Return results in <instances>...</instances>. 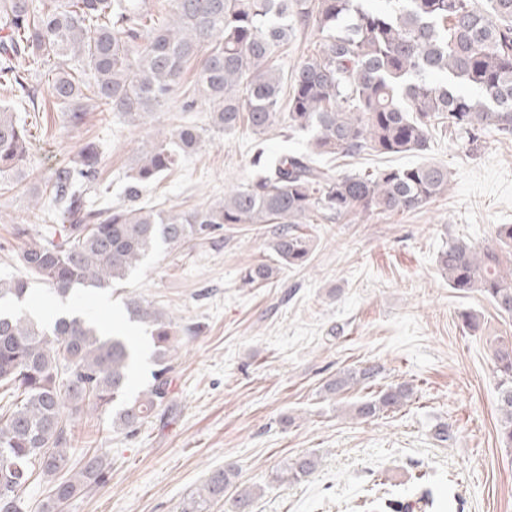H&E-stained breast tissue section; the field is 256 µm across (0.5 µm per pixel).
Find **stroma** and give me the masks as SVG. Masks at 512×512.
<instances>
[{
    "mask_svg": "<svg viewBox=\"0 0 512 512\" xmlns=\"http://www.w3.org/2000/svg\"><path fill=\"white\" fill-rule=\"evenodd\" d=\"M184 120L201 128L202 146L145 193L146 204L188 211L218 202L226 187L250 180L256 147L292 154L306 145L278 131L224 134L211 128L206 108L184 113L174 102L144 127L94 109L74 128L46 107L27 119L26 181L0 192V276L20 272L24 242L14 225L37 236L55 223L35 207L34 190L83 142L102 146L99 205L117 206L146 127ZM422 162L447 168V192L403 215L300 225L311 240L308 265L267 284L244 288L239 277L272 259L277 225L228 224L209 239L159 247L112 290L73 297V309L144 349L149 331L130 321L123 305L130 295L201 332L180 353L169 402L134 435L113 428L111 412L82 416L74 456L104 452L109 477L64 512H179L228 465L239 483L261 488L254 512H369L363 502L376 485L411 512H428L421 505L428 489L453 512H512V448L500 441L492 356L499 340L512 339V317L481 293L450 288L437 263L448 242L482 246L497 225L512 224V136L471 146L439 127L424 153L365 152L335 166L371 174ZM466 311L478 316L477 332L464 328ZM372 363L383 369L377 388L406 382L413 395L398 410L361 420L351 408L370 389L330 396L324 386ZM439 426L450 440L434 439ZM304 454L319 459L312 475L273 482L284 461Z\"/></svg>",
    "mask_w": 512,
    "mask_h": 512,
    "instance_id": "stroma-1",
    "label": "stroma"
}]
</instances>
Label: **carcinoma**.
Instances as JSON below:
<instances>
[{
  "instance_id": "obj_1",
  "label": "carcinoma",
  "mask_w": 512,
  "mask_h": 512,
  "mask_svg": "<svg viewBox=\"0 0 512 512\" xmlns=\"http://www.w3.org/2000/svg\"><path fill=\"white\" fill-rule=\"evenodd\" d=\"M169 0V20L154 17L141 0H0V85L31 112L46 82L52 104L73 127L88 102L140 125L180 98V111L197 100L209 105L213 128L231 133L241 122L255 135L278 128L306 137L298 154L258 149L253 178L224 192V200L190 212L138 204L144 187L177 169L182 155L202 141L196 126L153 128L125 187L127 204L100 207L87 198L98 185L102 150L83 143L69 164L53 171L37 195L63 224L19 254L23 274L0 278V512H28L27 490L51 483L41 512L63 506L91 485L107 482L109 463L96 452L72 460L75 424L88 410L122 402L112 426L134 433L170 398L172 373L185 336L153 302L133 296L126 311L150 327L153 368L137 396L127 397L137 345L101 333L81 313L56 318L50 328L9 308L45 284L66 297L78 288L103 290L125 280L161 245L204 239L226 224H277L275 258L244 270L251 288L281 268L310 261V238L299 224L338 222L412 212L448 190V169L422 163L372 174H346L323 163L336 156L421 153L430 132L448 125L476 144L489 134L512 135V0ZM320 36L317 54L290 73L284 90L276 53L308 29ZM197 62L193 89L184 85ZM29 129L0 106V181L25 177ZM512 225L497 226L495 240L475 246L453 240L438 255L449 287L481 292L512 316ZM493 359L499 378L500 434L512 448V341ZM379 365L348 369L325 385L335 395L363 386ZM412 396L390 385L353 405L359 419L397 409ZM315 455L284 462L280 483L299 482L318 466ZM216 469L180 512H207L229 498L234 512H251L257 493Z\"/></svg>"
}]
</instances>
